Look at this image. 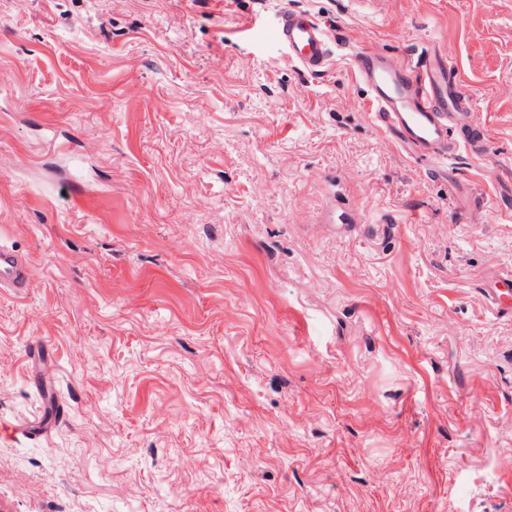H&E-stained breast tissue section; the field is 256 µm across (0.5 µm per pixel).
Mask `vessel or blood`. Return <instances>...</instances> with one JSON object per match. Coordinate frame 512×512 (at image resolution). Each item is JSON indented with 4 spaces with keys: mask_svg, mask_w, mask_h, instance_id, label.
<instances>
[{
    "mask_svg": "<svg viewBox=\"0 0 512 512\" xmlns=\"http://www.w3.org/2000/svg\"><path fill=\"white\" fill-rule=\"evenodd\" d=\"M273 35L291 66L318 77L334 60L333 41L313 15L280 8ZM349 57L373 107L372 118L385 138L414 160L442 164L459 152H489L472 97L456 61V49L434 47L414 61L349 44ZM32 278L30 258L0 244V288L20 292ZM485 301L497 313L512 315V271L482 280Z\"/></svg>",
    "mask_w": 512,
    "mask_h": 512,
    "instance_id": "b4317fda",
    "label": "vessel or blood"
}]
</instances>
